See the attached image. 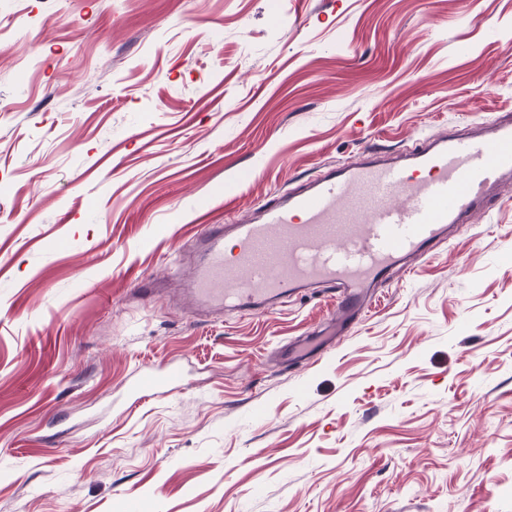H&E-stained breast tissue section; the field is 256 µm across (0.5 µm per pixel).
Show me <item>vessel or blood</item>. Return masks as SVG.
<instances>
[{
	"label": "vessel or blood",
	"instance_id": "1",
	"mask_svg": "<svg viewBox=\"0 0 512 512\" xmlns=\"http://www.w3.org/2000/svg\"><path fill=\"white\" fill-rule=\"evenodd\" d=\"M512 176V117L485 132L425 140L399 161L366 154L308 187L270 200L256 215L205 225L191 294L202 306L254 311L309 283L337 290L332 324L345 334L364 313L372 285L485 209ZM235 241L227 253V241ZM181 368L147 367L133 394L184 387Z\"/></svg>",
	"mask_w": 512,
	"mask_h": 512
}]
</instances>
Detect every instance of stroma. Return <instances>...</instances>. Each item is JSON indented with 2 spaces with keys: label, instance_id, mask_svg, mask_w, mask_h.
<instances>
[{
  "label": "stroma",
  "instance_id": "obj_1",
  "mask_svg": "<svg viewBox=\"0 0 512 512\" xmlns=\"http://www.w3.org/2000/svg\"><path fill=\"white\" fill-rule=\"evenodd\" d=\"M508 112L512 0H0V512H512V179L315 364L185 300L198 202ZM185 385L183 371L177 365L150 366L142 372L132 387L133 395L136 396L134 402L137 403L145 397L139 396L144 392L162 396Z\"/></svg>",
  "mask_w": 512,
  "mask_h": 512
}]
</instances>
